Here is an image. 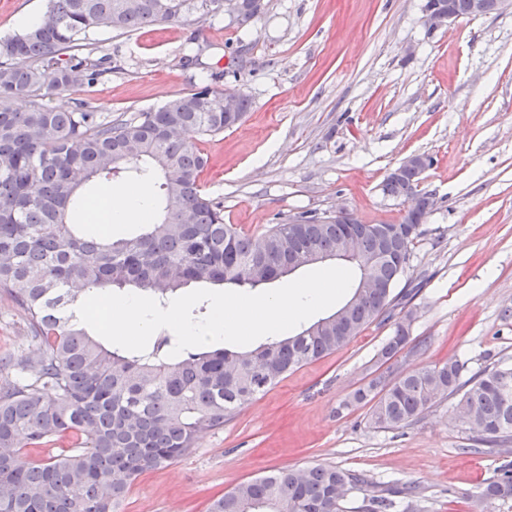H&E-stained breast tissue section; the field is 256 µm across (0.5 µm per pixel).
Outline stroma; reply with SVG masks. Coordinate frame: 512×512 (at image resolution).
I'll return each mask as SVG.
<instances>
[{
	"mask_svg": "<svg viewBox=\"0 0 512 512\" xmlns=\"http://www.w3.org/2000/svg\"><path fill=\"white\" fill-rule=\"evenodd\" d=\"M239 53L228 17L102 30L112 71L54 97L131 118L203 81L250 100L239 126L197 141L210 164L204 194L247 234L302 212L344 206L363 224H396L400 201L381 184L408 155L432 166L421 187L437 205L412 247L404 301L410 335L427 345L413 370L449 359L475 373L512 364V7L435 31L424 0H265ZM202 63L184 66L190 37ZM392 326L371 323L343 349L301 366L198 433L173 464L133 484L122 512H206L236 484L291 467L331 465L376 483H410L424 512H481L478 493L498 455L471 447L455 399L415 425L371 428L352 394L380 374ZM24 313L0 294V357L29 355Z\"/></svg>",
	"mask_w": 512,
	"mask_h": 512,
	"instance_id": "35a3bbf8",
	"label": "stroma"
}]
</instances>
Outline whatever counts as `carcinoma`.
<instances>
[{"mask_svg": "<svg viewBox=\"0 0 512 512\" xmlns=\"http://www.w3.org/2000/svg\"><path fill=\"white\" fill-rule=\"evenodd\" d=\"M222 12V0H48L38 20L0 41V293L23 309L35 352L9 363L12 377L0 383V512H120L133 482L188 454L199 432L224 427L288 372L392 319L394 289L432 211L417 169L382 182L383 195L410 203L398 224H297L301 213L252 236L224 223V206L202 193L208 159L195 143L242 120L243 93H235L236 111L226 112L224 91L203 85L130 119L84 101L52 105L54 96L112 72L110 56L93 57L91 34ZM18 100L28 106L15 108ZM156 176L160 216L140 234L101 239L69 222L87 182ZM354 235L363 237L355 265L372 268L378 287L353 285L338 308L348 323L343 335L333 313L254 348L193 347L171 357L173 336L155 337L142 353L110 350L77 314L93 290L135 287L165 309L191 282L256 288L288 273L299 253L336 259V241ZM411 321L410 312L395 321L378 354L394 377L372 379L354 391V402L368 407L370 427L397 430L459 397L456 413L474 445L499 455L479 501L491 508L512 500V365L467 379L465 364L453 359L404 371L399 357L425 346L411 338ZM66 436L69 449L45 459L23 453ZM418 499L411 484L380 489L362 472L315 465L241 482L207 512H417Z\"/></svg>", "mask_w": 512, "mask_h": 512, "instance_id": "1", "label": "carcinoma"}]
</instances>
